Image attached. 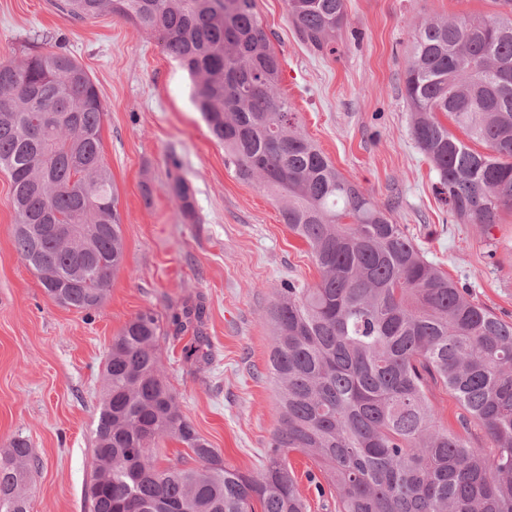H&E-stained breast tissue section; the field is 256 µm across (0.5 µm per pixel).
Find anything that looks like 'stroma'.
Returning a JSON list of instances; mask_svg holds the SVG:
<instances>
[{"instance_id": "1", "label": "stroma", "mask_w": 512, "mask_h": 512, "mask_svg": "<svg viewBox=\"0 0 512 512\" xmlns=\"http://www.w3.org/2000/svg\"><path fill=\"white\" fill-rule=\"evenodd\" d=\"M500 9L498 0H346L336 50L321 54L300 39L288 0H256L281 59V91L306 133L429 262L512 321V212L486 233L452 221L438 174L411 136L403 90L411 21ZM59 44L101 94L125 256L99 309L54 302L15 251L12 186L0 172V449L20 436L34 452L29 512H83L104 362L113 338L146 309L160 320L161 366L183 415L226 464L258 471L278 419L268 310L285 283L318 281L309 249L283 224L278 202L225 165L192 102L190 75L157 40L108 13L74 19L60 0H0V54L19 60ZM173 173L193 189L194 220L164 190ZM197 303L206 311L205 362L185 356L193 337L171 323ZM289 460L308 512H335L333 496L310 481L311 460L298 452Z\"/></svg>"}]
</instances>
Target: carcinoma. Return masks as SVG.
<instances>
[{
    "instance_id": "obj_1",
    "label": "carcinoma",
    "mask_w": 512,
    "mask_h": 512,
    "mask_svg": "<svg viewBox=\"0 0 512 512\" xmlns=\"http://www.w3.org/2000/svg\"><path fill=\"white\" fill-rule=\"evenodd\" d=\"M493 15L423 18L404 69L412 137L439 174L448 213L482 231L512 210V0ZM155 38L193 80L192 99L227 163L280 203L308 246L313 285L290 282L268 312L278 426L256 473L224 463L182 414L138 313L112 341L84 485L88 512H307L289 454L307 456L336 512H512V322L428 262L401 225L336 169L279 91L282 65L256 0H64ZM301 39L335 51L345 0H288ZM97 85L59 49L0 60V169L11 179L14 248L44 292L98 309L124 261L119 195L102 154ZM463 131L462 140L440 116ZM485 151L472 149L469 142ZM167 194L195 216L180 176ZM56 224H77L61 240ZM204 310L184 328L204 342ZM459 402L462 432L437 426L428 393ZM481 430L490 446L469 440ZM190 448L161 465L160 442ZM29 443L0 453V512H29Z\"/></svg>"
}]
</instances>
